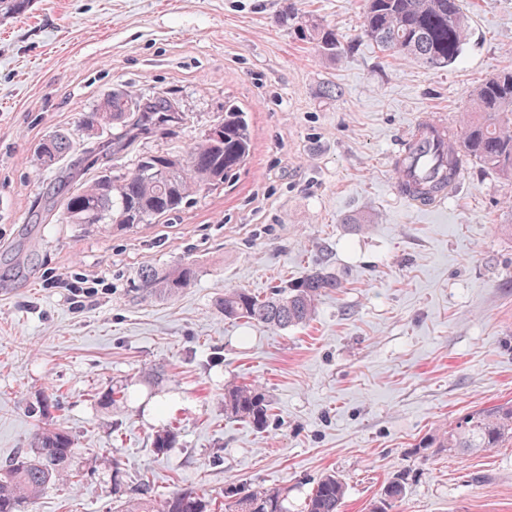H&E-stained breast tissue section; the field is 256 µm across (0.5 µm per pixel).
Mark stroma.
I'll return each instance as SVG.
<instances>
[{"instance_id":"obj_1","label":"stroma","mask_w":512,"mask_h":512,"mask_svg":"<svg viewBox=\"0 0 512 512\" xmlns=\"http://www.w3.org/2000/svg\"><path fill=\"white\" fill-rule=\"evenodd\" d=\"M471 38L454 67L385 56L360 34L363 0H31L0 20V464L42 427L73 438L79 483L49 485L31 512H115L140 481L223 500L226 483L288 490L301 512L325 473L368 512L397 471L396 512H512V447L416 451L461 414L512 401V183L477 164L455 200L419 210L390 190L389 151L422 113L451 129L468 95L512 68V0H466ZM295 10L334 28L347 55L303 41ZM115 88L165 92L188 123L145 150L185 149L234 104L249 160L217 192L118 231L67 222L61 201L112 165V141L81 121ZM75 150L43 169L37 144ZM194 260L175 296H144L142 266ZM339 288L314 320L284 330L224 319L215 303L262 296L318 265ZM109 292L74 307L51 279ZM159 367L162 378L148 376ZM254 381L265 428L227 417V385ZM126 390L122 402L112 390ZM53 395L59 408L42 410ZM177 448L155 454L161 427ZM122 478L112 481V461Z\"/></svg>"}]
</instances>
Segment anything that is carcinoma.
Instances as JSON below:
<instances>
[{
    "label": "carcinoma",
    "instance_id": "obj_1",
    "mask_svg": "<svg viewBox=\"0 0 512 512\" xmlns=\"http://www.w3.org/2000/svg\"><path fill=\"white\" fill-rule=\"evenodd\" d=\"M303 40L323 55L348 52L334 30L313 18L300 17ZM362 34L391 56L403 57L430 68L451 67L464 54L471 35L462 0H365ZM157 97L141 96L127 112H109L106 101L89 113L91 125L112 127V156L129 162L112 164V177L98 175L68 194L64 213L74 224H113L130 229L179 211L195 196L208 195L224 186V176L236 173L252 150L247 116L234 106L217 119L224 140L201 131L181 152H150L141 149L147 134L163 138L183 122L173 102L157 110ZM460 143L472 161L512 182V70L487 77L471 94L469 111L462 123ZM74 148L70 134L53 132L40 142V164L50 169ZM198 266L179 261L161 272L145 265L139 273V288L148 296H172L194 285ZM339 287L336 275L317 268L294 285L279 286L260 297L244 288L224 293L217 307L224 318L243 320L274 329L304 327L314 318L318 297ZM224 409L233 418L257 429L270 419V404L264 388L242 381L224 389ZM176 445V434L156 432L153 448L163 455ZM512 446V403L492 404L459 417L451 428L419 442L418 448H449L468 452ZM80 477L74 439L57 429L37 433L30 448L17 460L0 465V512H29V506L55 481L75 482ZM408 472L403 471L381 488L371 512H392L406 490ZM347 485L336 474L322 476L306 498L303 512H343ZM118 512H288L286 492L263 485L243 486L231 482L224 488V505L218 506L194 489L168 494L152 491L131 497Z\"/></svg>",
    "mask_w": 512,
    "mask_h": 512
}]
</instances>
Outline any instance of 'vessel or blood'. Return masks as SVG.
Listing matches in <instances>:
<instances>
[{
  "label": "vessel or blood",
  "mask_w": 512,
  "mask_h": 512,
  "mask_svg": "<svg viewBox=\"0 0 512 512\" xmlns=\"http://www.w3.org/2000/svg\"><path fill=\"white\" fill-rule=\"evenodd\" d=\"M451 156L457 157L459 168H466L469 163L447 120L434 112L425 113L392 149V192L420 208L448 203L462 187L460 176L445 175L446 161Z\"/></svg>",
  "instance_id": "b4317fda"
}]
</instances>
